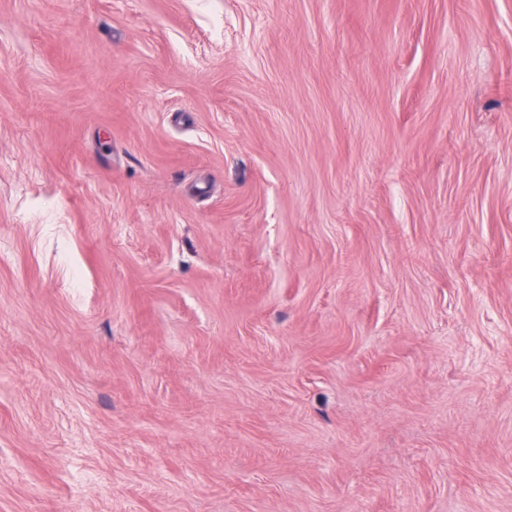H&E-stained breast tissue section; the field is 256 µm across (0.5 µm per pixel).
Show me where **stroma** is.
<instances>
[{
    "label": "stroma",
    "mask_w": 512,
    "mask_h": 512,
    "mask_svg": "<svg viewBox=\"0 0 512 512\" xmlns=\"http://www.w3.org/2000/svg\"><path fill=\"white\" fill-rule=\"evenodd\" d=\"M0 512H512V0H0Z\"/></svg>",
    "instance_id": "obj_1"
}]
</instances>
